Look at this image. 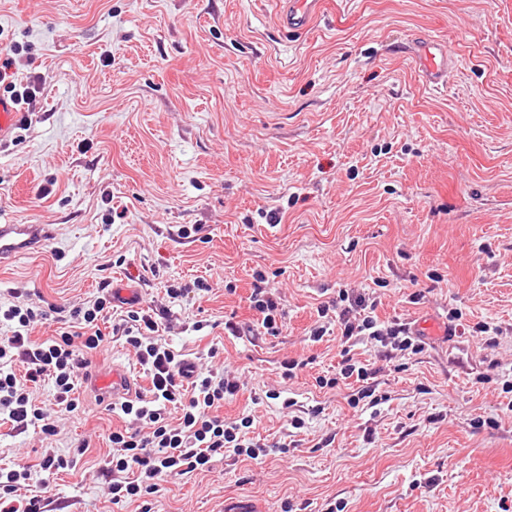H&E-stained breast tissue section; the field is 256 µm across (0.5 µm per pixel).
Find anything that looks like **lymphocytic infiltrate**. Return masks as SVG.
Wrapping results in <instances>:
<instances>
[{
  "mask_svg": "<svg viewBox=\"0 0 512 512\" xmlns=\"http://www.w3.org/2000/svg\"><path fill=\"white\" fill-rule=\"evenodd\" d=\"M339 298L333 306H321L318 314L333 317L342 343L369 337L376 362L386 363L396 351L422 349L421 336L407 323L379 320L376 302L366 295L343 290ZM250 302L264 334L280 335L286 319L283 299L262 273L254 275ZM111 307V298L103 296L74 308L69 313L71 330L36 343L29 331L34 323L47 320V311L25 301L0 305V417L19 430L39 427L47 440L57 436L60 414L74 412L79 405L76 392L91 375L93 353L105 342L96 326ZM171 321L170 309L151 305L128 311L112 326L133 348L151 387L148 396L113 405V412L131 424L110 435L112 452L100 473L113 503L138 501L141 512H151L143 499L157 492L164 475L209 470L229 448L255 461L269 453L265 444L245 438L244 429L253 425L250 417L229 420L219 413L225 400L240 391L239 379L218 368L197 371L180 358L160 334ZM44 381L51 385V399L39 406L33 388ZM171 405L180 411L174 422L166 415ZM31 478L26 466L0 467V512H45L40 496L23 493Z\"/></svg>",
  "mask_w": 512,
  "mask_h": 512,
  "instance_id": "lymphocytic-infiltrate-1",
  "label": "lymphocytic infiltrate"
}]
</instances>
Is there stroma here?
<instances>
[{
  "label": "stroma",
  "instance_id": "1",
  "mask_svg": "<svg viewBox=\"0 0 512 512\" xmlns=\"http://www.w3.org/2000/svg\"><path fill=\"white\" fill-rule=\"evenodd\" d=\"M277 0H0V57L43 79L29 122L0 147V224H48L41 249L0 266V302L83 306L103 287L170 307L164 337L214 347L244 388L225 418L277 446L165 477L152 512H512V0H330L302 35ZM421 32L455 57L445 90L418 80ZM287 310L257 330L253 272ZM207 290L174 301L173 282ZM353 288L380 320L448 314L503 330L400 351L351 405L318 308ZM423 291L419 303L410 294ZM251 326L235 337L225 320ZM94 361L148 387L110 324ZM303 361L282 377L284 357ZM51 445L89 449L45 475L40 434L0 423V465L30 466L48 512H134L106 495L101 461L125 422L81 387ZM290 408H283V401ZM302 419V429L291 422Z\"/></svg>",
  "mask_w": 512,
  "mask_h": 512
}]
</instances>
